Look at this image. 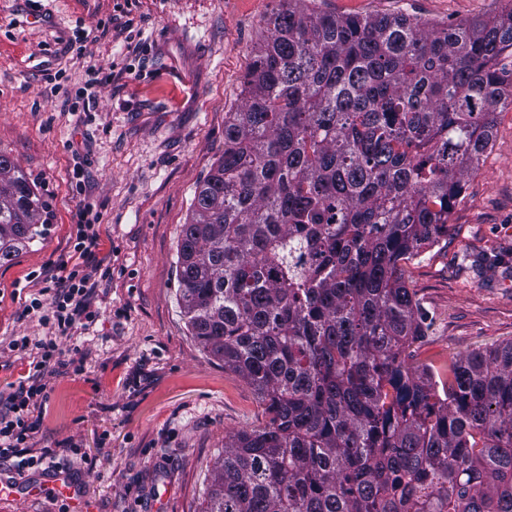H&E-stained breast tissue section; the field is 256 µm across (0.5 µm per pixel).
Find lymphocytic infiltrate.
<instances>
[{
	"label": "lymphocytic infiltrate",
	"instance_id": "1",
	"mask_svg": "<svg viewBox=\"0 0 512 512\" xmlns=\"http://www.w3.org/2000/svg\"><path fill=\"white\" fill-rule=\"evenodd\" d=\"M99 241L98 218L80 216L72 260H58L53 273L36 271L29 278L33 293L24 301L21 314L38 315L49 334L37 340L18 336L9 344L10 351L33 356L32 375L19 382L5 410L0 411V459H16L18 470L57 466L55 450L44 448L34 455L28 443L40 425L35 410L46 398L45 370L78 373L83 369L81 361L64 358L59 343L69 338L74 328L88 326L97 316L93 308L95 290L112 273L110 265L96 259Z\"/></svg>",
	"mask_w": 512,
	"mask_h": 512
}]
</instances>
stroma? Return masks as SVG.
Here are the masks:
<instances>
[{"instance_id": "1", "label": "stroma", "mask_w": 512, "mask_h": 512, "mask_svg": "<svg viewBox=\"0 0 512 512\" xmlns=\"http://www.w3.org/2000/svg\"><path fill=\"white\" fill-rule=\"evenodd\" d=\"M512 0H316L339 16L402 11L457 24ZM279 0H0V151L48 206L42 239L0 265V408L39 339L16 289L68 256L82 204L100 217L98 315L62 340L81 373L45 372L48 399L31 446L61 451L55 470L0 461V512H200L224 436L266 420L253 387L205 351L179 300L177 251L197 184L224 152L253 47ZM108 23L100 32L99 23ZM135 39H127L125 23ZM88 110L64 101L93 73ZM58 74L57 84L48 75ZM85 190L73 192L74 164ZM449 231L407 278L431 322L407 351L436 362L512 341V107L452 210ZM84 457L67 454L70 445Z\"/></svg>"}]
</instances>
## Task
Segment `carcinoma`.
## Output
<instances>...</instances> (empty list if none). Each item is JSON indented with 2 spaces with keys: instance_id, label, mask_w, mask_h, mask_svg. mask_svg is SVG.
Here are the masks:
<instances>
[{
  "instance_id": "carcinoma-1",
  "label": "carcinoma",
  "mask_w": 512,
  "mask_h": 512,
  "mask_svg": "<svg viewBox=\"0 0 512 512\" xmlns=\"http://www.w3.org/2000/svg\"><path fill=\"white\" fill-rule=\"evenodd\" d=\"M178 244L193 336L268 419L201 512H512V342L414 367L405 266L512 106V8L456 25L280 0ZM47 204L0 152V264Z\"/></svg>"
}]
</instances>
